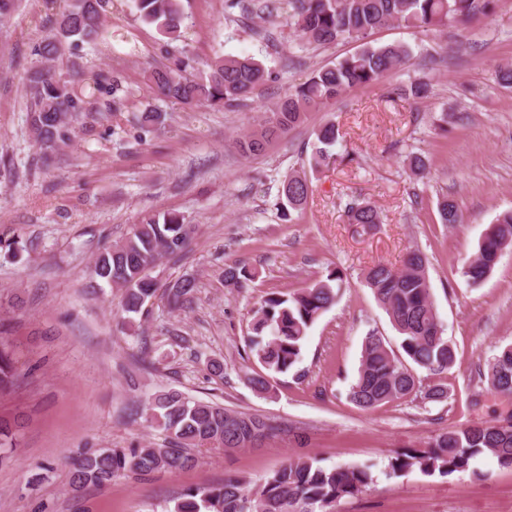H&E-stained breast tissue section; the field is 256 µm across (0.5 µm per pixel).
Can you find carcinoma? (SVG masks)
<instances>
[{
  "mask_svg": "<svg viewBox=\"0 0 512 512\" xmlns=\"http://www.w3.org/2000/svg\"><path fill=\"white\" fill-rule=\"evenodd\" d=\"M494 0H288L289 20L300 39L309 44L347 41L357 49L335 64L313 71L307 80L275 106L250 134L237 140L238 150L253 155L265 150L274 139L302 123L307 112L336 101L346 92L378 84L389 73L400 70L410 59L403 45L376 46L370 37L394 24L414 27L423 33L438 31L451 23H464L487 16ZM140 19L155 24L168 42L182 41L184 11L182 0H135ZM110 0H70L68 8L51 21L43 40L34 46L35 61L26 76L27 121L45 158H51L71 140L72 123L86 115L89 99L112 90V111L123 106L119 80L98 73L88 84L89 94L80 96L71 81L57 73L53 62L66 47L78 49L93 43L102 28ZM195 60L181 50L178 67L157 68L148 74L158 94L177 104L224 103L227 106L251 94L271 78L262 62L249 55L222 56L209 64L200 78L188 75ZM430 84L420 79L392 86L389 99H424ZM162 113L148 109L134 117L145 131L162 122ZM310 170L317 172L330 164L329 147L336 144L339 128L332 121L315 132ZM311 182L306 171H295L283 181L280 210L287 216L307 204ZM441 224H459L462 217L456 201L443 194L437 201ZM346 223L371 230L382 223L379 212L365 201L353 199L345 206ZM193 225L184 218L165 213L133 225L122 240L98 252L91 264L92 280H101L123 291V311L143 316L147 305L165 288L168 301L177 307L191 300L195 280L182 278L165 286L152 279L164 258L175 257L189 245ZM512 248V210L497 215L479 242L477 251L466 259L461 275L467 283L479 285L493 272L504 251ZM429 260L418 249L404 255L401 266L377 262L368 267L364 282L371 289L394 329L400 335V351L387 345L378 332L364 339L357 377L348 397L364 411L386 403L411 399L426 405L448 400V389L440 384L423 385L416 369L431 374L448 371L455 351L445 336L428 277ZM253 278L246 267L224 268L226 285L241 288ZM343 282L342 270L328 272L293 293H275L254 311L247 346L265 369L248 377L258 393H267L274 374L295 371L302 361L308 329L336 301V289ZM487 391L512 398V345L497 349L479 369ZM17 379L14 352L0 340V390ZM145 421L160 427L165 447L87 448L69 460L70 488L79 492L89 485L105 486L128 473L149 475L158 471L177 472L191 468L197 458L191 449L203 446L242 448L257 444L277 433V427L257 414L239 412L216 402H204L183 392L163 388L154 392L144 408ZM489 454L502 467L512 468V415L493 422L461 428L439 429L420 449L392 457L388 476L402 477L417 469L426 475L450 476L476 472L474 463ZM374 482L367 466L325 467L319 460L298 457L282 464L262 482L226 480L209 487H188L176 498L171 512H338L337 505L355 497Z\"/></svg>",
  "mask_w": 512,
  "mask_h": 512,
  "instance_id": "1",
  "label": "carcinoma"
}]
</instances>
